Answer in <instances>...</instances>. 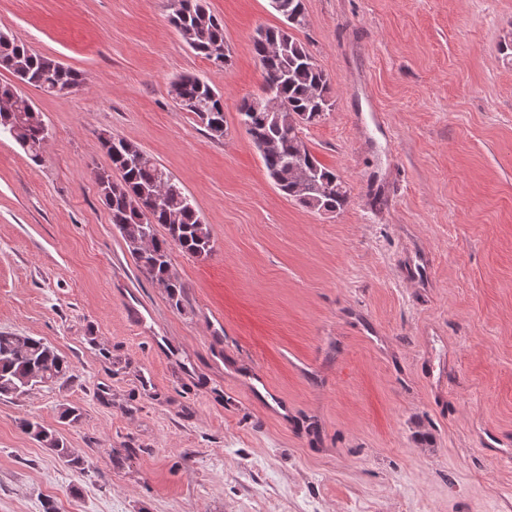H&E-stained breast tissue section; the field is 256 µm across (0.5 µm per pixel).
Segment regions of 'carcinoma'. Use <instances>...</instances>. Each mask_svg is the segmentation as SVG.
Instances as JSON below:
<instances>
[{
    "label": "carcinoma",
    "mask_w": 512,
    "mask_h": 512,
    "mask_svg": "<svg viewBox=\"0 0 512 512\" xmlns=\"http://www.w3.org/2000/svg\"><path fill=\"white\" fill-rule=\"evenodd\" d=\"M180 13L172 16L186 44L218 67L230 62L224 41L222 22L205 8L203 0H182ZM286 20L280 28H260L253 48L262 68L265 86L273 91L280 110L269 112L254 107V100H243L239 114L251 126L253 142L274 139L277 149L262 156L268 176L286 196L317 211L333 213L348 202V191L336 171L323 166L306 152L308 167L317 181L307 184L292 178L297 146L304 143L307 125L320 119V110H329L328 78L309 49L292 30L303 26V0H288V12H279ZM0 68L9 71L16 83L0 84V99H13L18 85L27 84L49 94L59 86L80 87L81 74L56 59L38 54L26 45L0 32ZM171 92L183 110L194 115L210 136H224V105L221 95L200 75L187 74L172 82ZM0 132L8 133L29 155L41 160L42 126L39 112L0 109ZM111 167L97 171L95 181L102 203L115 226L126 228V240L136 266L154 282L168 278L173 248L193 256H206L212 250L211 233L180 184L165 169L146 155L134 142L121 137L102 144ZM118 173L115 178L112 173ZM171 181L165 200L144 217V208L158 187L161 175ZM166 235L158 237L157 227ZM152 244L139 250L133 241L143 235ZM69 372V364L54 348L40 339L17 333L0 332V397H18L28 381L40 374L38 385H55ZM20 429L42 443L49 451L67 459L74 467L84 465L62 439L41 424L29 419L19 421Z\"/></svg>",
    "instance_id": "cac0c4a2"
}]
</instances>
